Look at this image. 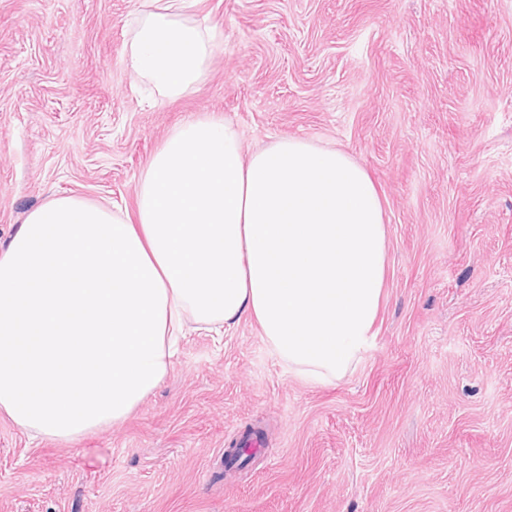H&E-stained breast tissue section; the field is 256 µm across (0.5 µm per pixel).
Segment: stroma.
<instances>
[{
    "label": "stroma",
    "mask_w": 512,
    "mask_h": 512,
    "mask_svg": "<svg viewBox=\"0 0 512 512\" xmlns=\"http://www.w3.org/2000/svg\"><path fill=\"white\" fill-rule=\"evenodd\" d=\"M147 0H0V250L76 195L135 215L150 156L216 115L243 154L341 149L380 194L361 364L289 371L255 320L188 323L164 382L72 443L0 415V512H512V0H196L223 39L171 100L132 69ZM267 447L224 452L246 429Z\"/></svg>",
    "instance_id": "35a3bbf8"
}]
</instances>
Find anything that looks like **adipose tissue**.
<instances>
[{
  "instance_id": "adipose-tissue-1",
  "label": "adipose tissue",
  "mask_w": 512,
  "mask_h": 512,
  "mask_svg": "<svg viewBox=\"0 0 512 512\" xmlns=\"http://www.w3.org/2000/svg\"><path fill=\"white\" fill-rule=\"evenodd\" d=\"M190 0L145 12L132 68L166 95L202 83L218 27ZM137 221L79 196L32 209L0 252V414L63 443L126 420L167 374L185 321L251 317L299 377L366 352L384 283L377 188L350 155L301 138L243 156L226 119L173 131L136 184Z\"/></svg>"
}]
</instances>
